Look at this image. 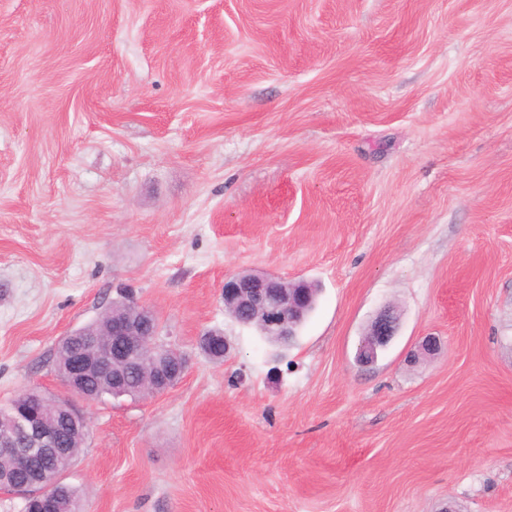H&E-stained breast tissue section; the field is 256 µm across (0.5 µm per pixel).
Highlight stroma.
I'll return each instance as SVG.
<instances>
[{
    "mask_svg": "<svg viewBox=\"0 0 512 512\" xmlns=\"http://www.w3.org/2000/svg\"><path fill=\"white\" fill-rule=\"evenodd\" d=\"M121 287L188 370L77 400L85 512H512V0H0V405ZM315 300V288L289 284L265 273H238L224 278V310L242 326L258 321L271 340L288 344ZM399 324L400 315L397 310L390 305L385 306L373 319L362 338L357 351V360L362 365L374 363L379 353L397 335Z\"/></svg>",
    "mask_w": 512,
    "mask_h": 512,
    "instance_id": "35a3bbf8",
    "label": "stroma"
}]
</instances>
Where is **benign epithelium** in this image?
Segmentation results:
<instances>
[{"instance_id": "obj_1", "label": "benign epithelium", "mask_w": 512, "mask_h": 512, "mask_svg": "<svg viewBox=\"0 0 512 512\" xmlns=\"http://www.w3.org/2000/svg\"><path fill=\"white\" fill-rule=\"evenodd\" d=\"M315 300V289L304 282L288 284L277 276L265 273H238L224 278V310L242 326L257 321L271 340L287 344L295 336V328ZM126 309L113 314L103 338L90 349L67 351L66 377L63 384L73 396L89 400L84 391L85 377L92 369L112 373V397L127 395L121 384L123 372L130 366L145 368L146 386L153 394L173 388L187 369L185 358L177 351L157 343L159 328L155 313L133 296L125 297ZM400 315L388 305L371 322L362 338L357 360L370 365L377 360L397 335ZM66 420L72 435L88 430L87 418L68 399H44L36 393L31 404H8L0 408V455L13 459L23 467L32 453L41 448L56 452L54 463L66 462L71 449L62 447L60 420ZM8 487L23 496L24 502L40 498L53 501L52 484L43 478L31 485L14 486L0 477V488Z\"/></svg>"}]
</instances>
